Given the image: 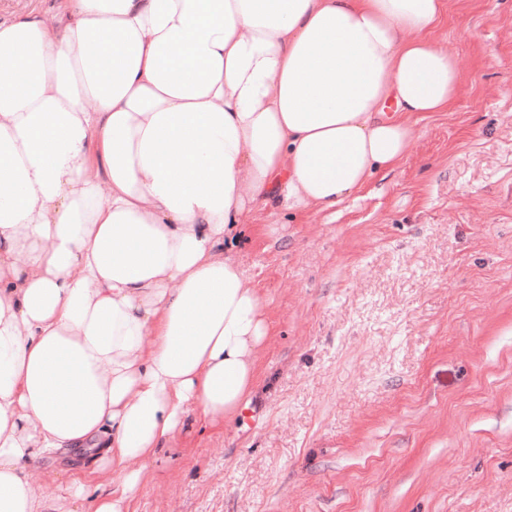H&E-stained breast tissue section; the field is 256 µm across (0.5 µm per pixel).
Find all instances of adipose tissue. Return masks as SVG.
<instances>
[{
	"label": "adipose tissue",
	"mask_w": 512,
	"mask_h": 512,
	"mask_svg": "<svg viewBox=\"0 0 512 512\" xmlns=\"http://www.w3.org/2000/svg\"><path fill=\"white\" fill-rule=\"evenodd\" d=\"M448 0H64L0 25V512H130L189 412L233 420L268 334L226 242L325 212L457 100ZM85 454L47 502L28 468Z\"/></svg>",
	"instance_id": "adipose-tissue-1"
}]
</instances>
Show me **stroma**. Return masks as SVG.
<instances>
[{
	"label": "stroma",
	"instance_id": "35a3bbf8",
	"mask_svg": "<svg viewBox=\"0 0 512 512\" xmlns=\"http://www.w3.org/2000/svg\"><path fill=\"white\" fill-rule=\"evenodd\" d=\"M436 39L462 91L397 168L248 216V410L186 418L131 512H512V0H448Z\"/></svg>",
	"mask_w": 512,
	"mask_h": 512
}]
</instances>
